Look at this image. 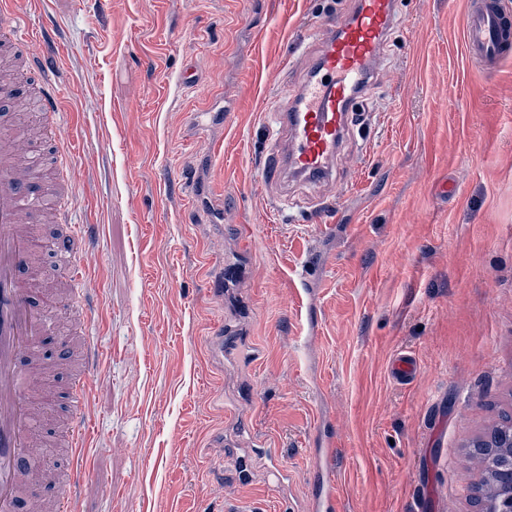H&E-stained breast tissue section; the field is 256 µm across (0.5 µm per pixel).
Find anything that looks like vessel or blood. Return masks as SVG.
I'll return each instance as SVG.
<instances>
[{
    "instance_id": "obj_1",
    "label": "vessel or blood",
    "mask_w": 512,
    "mask_h": 512,
    "mask_svg": "<svg viewBox=\"0 0 512 512\" xmlns=\"http://www.w3.org/2000/svg\"><path fill=\"white\" fill-rule=\"evenodd\" d=\"M398 16V0H355L352 8L336 21L318 30L311 73L288 99L271 112V135L263 178L279 182L292 173L307 182L331 179L336 157L355 109L385 59L388 36ZM27 20L14 8L13 0H0V45L33 37ZM462 50L484 71L497 70L512 60V16L499 0H470L463 24ZM25 141L16 139L0 145V512H78L80 490L89 476L84 450L93 437V422L87 411L93 371L104 350L93 337L96 311L89 297L95 291L88 277V243L96 233L92 224L72 222L65 234L71 260L64 278L81 287L82 321L77 330L86 338L83 348L84 373L75 378L69 401V439L75 453L63 496L54 509L21 489L41 477L36 467L39 457L40 415L36 401L42 388L33 361L47 334L46 319L30 296L23 270L32 249L25 228L32 203L26 190L32 178L22 157ZM415 358L407 353L395 357L393 379L400 384L413 381ZM313 478L319 485L310 502V512H337L335 451H315Z\"/></svg>"
}]
</instances>
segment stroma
Listing matches in <instances>:
<instances>
[{
	"label": "stroma",
	"mask_w": 512,
	"mask_h": 512,
	"mask_svg": "<svg viewBox=\"0 0 512 512\" xmlns=\"http://www.w3.org/2000/svg\"><path fill=\"white\" fill-rule=\"evenodd\" d=\"M467 2L403 0L335 180L282 189L262 179L263 117L307 78L299 45L352 0H19L61 54L0 110L36 138L48 181L56 146L32 89L58 98L79 148L57 224L97 225L96 339L125 350L92 385L80 512H303L326 418L340 512H479L467 444L512 414V63H468ZM216 99L223 126L192 127ZM199 180L221 192V223L189 205ZM322 201L327 231L307 210ZM57 224L37 226L43 283ZM220 323L236 342L221 354ZM400 353L419 366L407 385L390 373ZM251 448L277 449L286 490L259 457L246 480L226 467Z\"/></svg>",
	"instance_id": "stroma-1"
}]
</instances>
